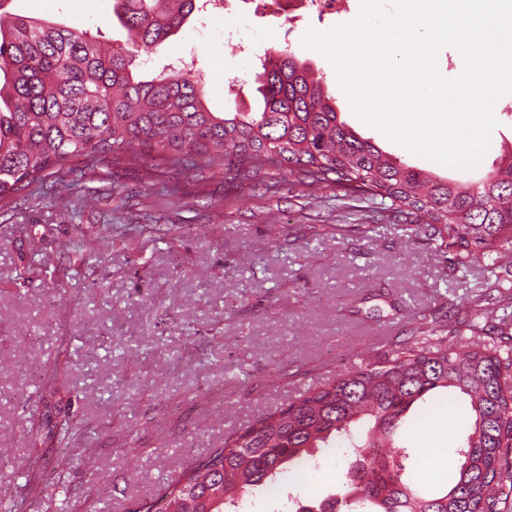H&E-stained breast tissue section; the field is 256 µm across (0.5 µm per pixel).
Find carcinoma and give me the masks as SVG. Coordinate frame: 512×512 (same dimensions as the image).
I'll return each mask as SVG.
<instances>
[{
    "label": "carcinoma",
    "mask_w": 512,
    "mask_h": 512,
    "mask_svg": "<svg viewBox=\"0 0 512 512\" xmlns=\"http://www.w3.org/2000/svg\"><path fill=\"white\" fill-rule=\"evenodd\" d=\"M197 0H113L126 43L105 48L88 31L17 16L0 26V200L22 197L53 177L51 189L129 160L148 174L194 167L255 180L288 169L308 188L334 186L424 233L466 268L480 255L489 268L512 254V156L464 184L392 158L338 117L335 100L291 52L266 57L257 75L259 112H212L193 73L163 70L147 80L138 53H156L183 27ZM477 308L466 325L421 318L385 357L308 389L224 438L169 483L145 512H228L236 493L278 485L308 465L329 441L355 456L344 498L366 512H501L512 498V336L486 335ZM466 395L473 423L457 449L449 489L419 495L405 476L393 437L408 411L431 391Z\"/></svg>",
    "instance_id": "1"
}]
</instances>
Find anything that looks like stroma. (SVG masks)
I'll return each instance as SVG.
<instances>
[{"label": "stroma", "instance_id": "obj_1", "mask_svg": "<svg viewBox=\"0 0 512 512\" xmlns=\"http://www.w3.org/2000/svg\"><path fill=\"white\" fill-rule=\"evenodd\" d=\"M10 13L101 29L121 42L112 0H11ZM348 13L304 18L294 31L255 19L262 49H289L318 69L340 117L361 136L429 172L476 181L512 150V114L481 164L447 167L411 153L355 114L308 30L351 23ZM222 5L190 16L162 50L194 59L215 112L256 106L260 62L224 42ZM28 201L0 200V503L14 512H139L177 478L186 459L223 447L300 392L390 352L420 314L461 321L472 274L436 262L438 242L388 221L357 227L362 201L280 176L276 191L225 184L195 168L146 177L134 166L99 170L66 199L32 185ZM93 243L74 253L75 239ZM51 377L53 393L42 380ZM68 415L72 430L53 424ZM472 424L467 397L438 389L398 430L415 488L445 491ZM440 448L437 460L421 450ZM342 470L324 464L244 495V512H282L288 496L317 503L342 493Z\"/></svg>", "mask_w": 512, "mask_h": 512}]
</instances>
